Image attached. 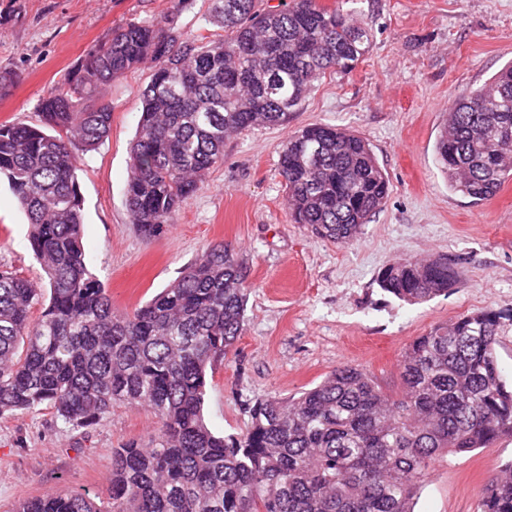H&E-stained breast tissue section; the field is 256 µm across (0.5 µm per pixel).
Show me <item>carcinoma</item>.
Here are the masks:
<instances>
[{
  "label": "carcinoma",
  "mask_w": 512,
  "mask_h": 512,
  "mask_svg": "<svg viewBox=\"0 0 512 512\" xmlns=\"http://www.w3.org/2000/svg\"><path fill=\"white\" fill-rule=\"evenodd\" d=\"M214 2L224 35L197 42L172 19L130 20L42 99L40 124H0V176L47 278L41 287L0 270V417L50 409L83 428L124 404L146 408L158 424L151 446L112 451L108 499L51 492L16 512H414L437 457L512 437V388L495 356L500 313L466 314L416 337L395 396L343 364L297 397L254 403L245 431L226 436L207 425L204 402L242 335V254L210 246L131 312L117 310L89 270L78 171L80 154L97 150L110 129L102 87L152 65L125 191L131 223L151 238L224 163L229 138L288 125L315 82L350 73L371 46L370 22L317 0ZM506 127L512 62L448 113L435 154L452 190L482 201L512 177ZM279 174L294 222L338 244L353 240L389 195L369 142L331 125L289 135ZM456 282L443 255L401 260L378 276L384 292L409 304L446 295ZM477 512H512V462L485 487Z\"/></svg>",
  "instance_id": "cac0c4a2"
}]
</instances>
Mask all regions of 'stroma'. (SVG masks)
Segmentation results:
<instances>
[{
	"label": "stroma",
	"mask_w": 512,
	"mask_h": 512,
	"mask_svg": "<svg viewBox=\"0 0 512 512\" xmlns=\"http://www.w3.org/2000/svg\"><path fill=\"white\" fill-rule=\"evenodd\" d=\"M318 2L371 20L369 53L351 74L316 82L287 126L255 127L227 140L223 164L165 234L141 237L125 205L149 67L103 87L111 128L80 165L89 267L117 309L149 300L211 244L246 256L243 332L205 396V420L221 434L245 430L246 404L298 395L343 364L363 368L385 393H399L400 360L412 340L480 310L503 316L496 356L512 382V178L491 199L472 200L449 188L434 151L445 108L512 61V0ZM211 9L212 0H0V68L20 75L0 92V123H38L43 97L126 21L171 17L184 37L211 39L222 33ZM314 123L363 136L389 179L382 210L346 244L313 236L285 205L281 144ZM27 233L2 178L0 268L39 282L45 274ZM440 254L458 273L448 295L409 305L379 287L389 264ZM156 433L155 417L130 405L114 406L88 429L63 424L48 409L0 418V512L48 492L108 497L113 449L148 445ZM510 461L512 437L438 457L414 512H476L484 487Z\"/></svg>",
	"instance_id": "1"
}]
</instances>
